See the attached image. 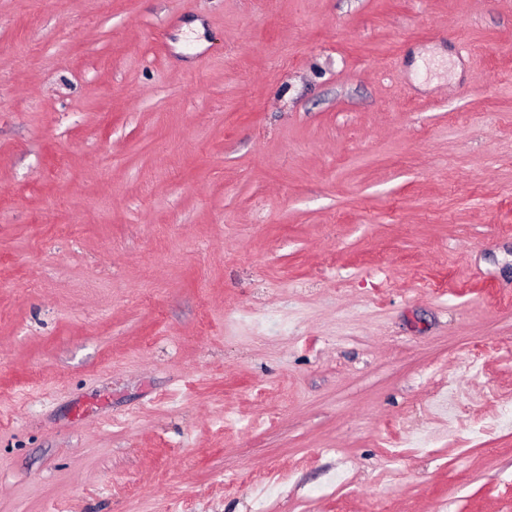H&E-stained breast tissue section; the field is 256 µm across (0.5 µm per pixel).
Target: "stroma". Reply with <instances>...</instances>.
Returning a JSON list of instances; mask_svg holds the SVG:
<instances>
[{"instance_id":"1","label":"stroma","mask_w":512,"mask_h":512,"mask_svg":"<svg viewBox=\"0 0 512 512\" xmlns=\"http://www.w3.org/2000/svg\"><path fill=\"white\" fill-rule=\"evenodd\" d=\"M512 0H0V512H512Z\"/></svg>"}]
</instances>
